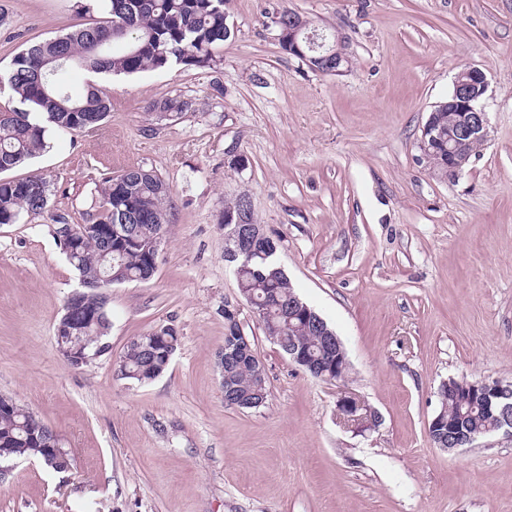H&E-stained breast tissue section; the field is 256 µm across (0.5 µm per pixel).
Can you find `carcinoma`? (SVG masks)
Returning a JSON list of instances; mask_svg holds the SVG:
<instances>
[{
	"mask_svg": "<svg viewBox=\"0 0 512 512\" xmlns=\"http://www.w3.org/2000/svg\"><path fill=\"white\" fill-rule=\"evenodd\" d=\"M107 17L79 24L63 35L25 46L17 52L6 81L20 106L0 108V175L25 165L46 146L52 134L72 133L102 123L110 111L108 98L90 85L76 97L59 80L73 64L95 73L135 74L173 64L200 65L213 61V51L224 44L226 0H104ZM124 45L114 53L109 46ZM435 130L448 135L454 117L448 111L430 112ZM50 182L40 174L25 178H0V224H14L20 214L42 212L51 196ZM168 186L153 172L128 170L105 179L95 200L94 223L105 226L127 223L121 239L108 244L97 237L76 235L70 265L79 273L82 290L72 304L74 321L60 353L103 343L109 316L96 320L85 311L104 303L102 293L126 282L151 279L157 269L155 253L146 249L149 239L165 233L164 203ZM271 251L236 260V280L241 296L261 310L265 333L283 352L296 344L310 354L327 358L336 346L327 322L316 325L293 306L300 301L294 286ZM180 344L171 327H161L133 337L117 364V374L139 384L161 376ZM245 352L224 364V404L238 409L265 405L268 389L240 363ZM440 409L448 419L477 437L496 432V419L483 410L480 399L459 388H440ZM56 433L39 417L15 401L0 407V452L9 458H42ZM72 456L65 449L50 455L46 467L56 473L71 469Z\"/></svg>",
	"mask_w": 512,
	"mask_h": 512,
	"instance_id": "obj_1",
	"label": "carcinoma"
}]
</instances>
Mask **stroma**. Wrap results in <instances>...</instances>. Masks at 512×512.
<instances>
[{
	"instance_id": "obj_1",
	"label": "stroma",
	"mask_w": 512,
	"mask_h": 512,
	"mask_svg": "<svg viewBox=\"0 0 512 512\" xmlns=\"http://www.w3.org/2000/svg\"><path fill=\"white\" fill-rule=\"evenodd\" d=\"M339 30L350 67L282 50L274 11ZM234 33L207 66L99 74L105 122L57 135L12 175L52 184L47 208L0 224V395L36 414L69 472L19 461L0 512H512V437L445 452L428 436L443 381L512 382V0H228ZM99 0H0V77L26 42L100 20ZM489 82L484 148L436 176L420 149L456 73ZM164 98L191 108L158 120ZM169 187L157 270L107 291L106 354L75 367L56 326L81 287L56 230L84 224L103 177ZM249 195L299 297L341 339L345 381L293 363L242 302L224 259V203ZM267 374L264 407L225 406L224 304ZM180 336L169 368L115 373L133 336ZM352 395L378 415L360 429Z\"/></svg>"
}]
</instances>
